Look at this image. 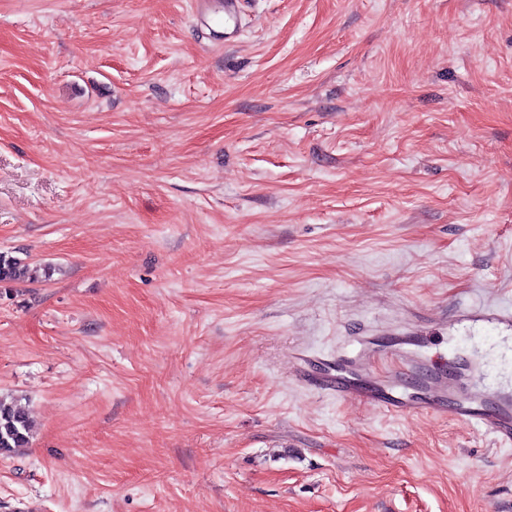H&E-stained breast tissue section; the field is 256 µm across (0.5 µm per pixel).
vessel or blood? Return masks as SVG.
<instances>
[{
    "instance_id": "b4317fda",
    "label": "vessel or blood",
    "mask_w": 512,
    "mask_h": 512,
    "mask_svg": "<svg viewBox=\"0 0 512 512\" xmlns=\"http://www.w3.org/2000/svg\"><path fill=\"white\" fill-rule=\"evenodd\" d=\"M242 0H223V21H216L208 0H194L198 28H221L225 43L239 37ZM348 350L326 370L301 371V378L336 399L353 398L389 412L453 416L466 425L484 428L500 446H512V390L493 383L479 364L464 361L448 370L428 361L415 339L380 346L365 336L348 339Z\"/></svg>"
}]
</instances>
